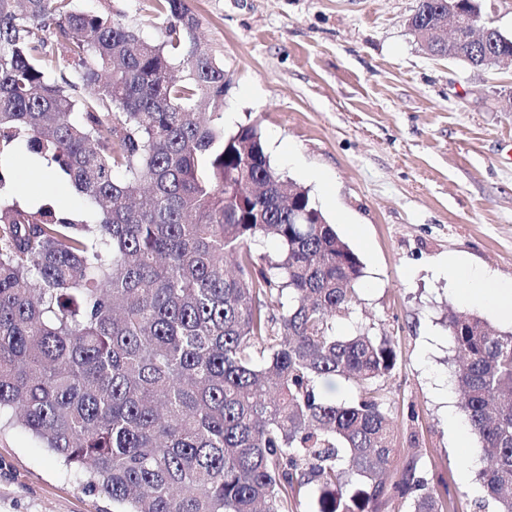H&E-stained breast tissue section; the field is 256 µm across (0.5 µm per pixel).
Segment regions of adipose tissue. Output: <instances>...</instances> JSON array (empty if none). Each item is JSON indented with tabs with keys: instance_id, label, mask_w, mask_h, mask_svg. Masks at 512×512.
<instances>
[{
	"instance_id": "adipose-tissue-1",
	"label": "adipose tissue",
	"mask_w": 512,
	"mask_h": 512,
	"mask_svg": "<svg viewBox=\"0 0 512 512\" xmlns=\"http://www.w3.org/2000/svg\"><path fill=\"white\" fill-rule=\"evenodd\" d=\"M444 271L460 285L466 301L512 315V283L500 282L488 270L472 266L462 258L448 261Z\"/></svg>"
}]
</instances>
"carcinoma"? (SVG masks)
<instances>
[{
	"instance_id": "carcinoma-1",
	"label": "carcinoma",
	"mask_w": 512,
	"mask_h": 512,
	"mask_svg": "<svg viewBox=\"0 0 512 512\" xmlns=\"http://www.w3.org/2000/svg\"><path fill=\"white\" fill-rule=\"evenodd\" d=\"M151 2L156 42L110 9L0 0V158L24 142L87 206L0 198V416L87 466L115 512H290L311 484L318 512H451L417 458H395L396 345L336 334L358 255L256 125L225 131L224 64L188 0ZM434 51L479 68L512 58V37ZM448 338L480 482L512 512V330L450 308ZM336 376L353 401L324 396Z\"/></svg>"
}]
</instances>
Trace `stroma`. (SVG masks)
Here are the masks:
<instances>
[{
  "label": "stroma",
  "instance_id": "stroma-1",
  "mask_svg": "<svg viewBox=\"0 0 512 512\" xmlns=\"http://www.w3.org/2000/svg\"><path fill=\"white\" fill-rule=\"evenodd\" d=\"M190 4L224 65L225 130L256 124L275 168L308 190L363 265L358 301L336 328L391 336L400 353L384 383L397 458L418 455L455 512H476L484 461H460L447 331L449 309L471 305L436 269L462 256L512 282V64L478 70L428 55L406 25L417 0ZM11 168L22 203L85 212L67 184L31 168L25 148ZM0 512H112V503L87 488L82 468L0 423Z\"/></svg>",
  "mask_w": 512,
  "mask_h": 512
}]
</instances>
